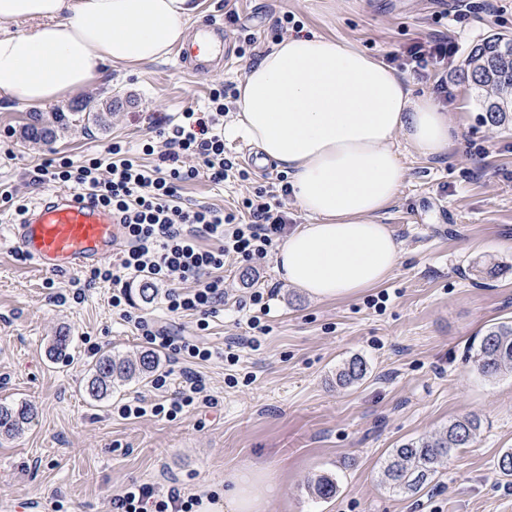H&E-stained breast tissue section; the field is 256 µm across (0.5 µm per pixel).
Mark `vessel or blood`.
<instances>
[{
    "label": "vessel or blood",
    "instance_id": "obj_1",
    "mask_svg": "<svg viewBox=\"0 0 512 512\" xmlns=\"http://www.w3.org/2000/svg\"><path fill=\"white\" fill-rule=\"evenodd\" d=\"M220 25L198 26L178 50L179 60L197 71L210 70L223 57L219 44ZM9 233L27 258L40 270L67 274L111 258L124 237L108 208L92 196L61 191L28 210Z\"/></svg>",
    "mask_w": 512,
    "mask_h": 512
}]
</instances>
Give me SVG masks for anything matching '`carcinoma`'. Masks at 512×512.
Wrapping results in <instances>:
<instances>
[{
    "label": "carcinoma",
    "instance_id": "cac0c4a2",
    "mask_svg": "<svg viewBox=\"0 0 512 512\" xmlns=\"http://www.w3.org/2000/svg\"><path fill=\"white\" fill-rule=\"evenodd\" d=\"M466 78L482 90L485 120L503 125L512 119V37L494 34L475 44L467 57ZM112 118V101L96 109L87 101L71 109L70 116L54 115L46 122L41 114L34 113L23 131L31 142H48L68 130L74 122L92 123L102 129L109 127ZM476 371L493 378L512 373V321H503L489 328L469 349ZM160 360L150 351L143 350L134 356L103 354L90 369L86 382L87 395L96 401L112 392V385L133 379L145 380L158 370ZM367 365L360 358L345 362L336 373V382L351 386L366 378ZM34 406L22 402L0 406V435L20 433L30 423ZM481 428L476 416L456 419L448 428L435 436L410 440L388 456L383 465L381 480L389 488L405 494L423 490L459 448L472 444ZM312 494L328 499L336 494L337 482L330 475H321L311 482Z\"/></svg>",
    "mask_w": 512,
    "mask_h": 512
}]
</instances>
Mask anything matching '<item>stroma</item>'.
Returning <instances> with one entry per match:
<instances>
[{"mask_svg": "<svg viewBox=\"0 0 512 512\" xmlns=\"http://www.w3.org/2000/svg\"><path fill=\"white\" fill-rule=\"evenodd\" d=\"M200 3L192 23L223 19L228 64L200 73L171 54L113 71L42 109L66 113L80 102L108 100L110 128L80 124L49 143L22 138L31 107H0V186L16 189L18 203L29 206L53 196L58 184L29 183L38 165L90 158L116 141L137 147L157 123L190 106L205 108L212 88L239 83L262 51L292 34L341 39L381 63L430 35L448 36L458 46L448 65L431 63L404 77L418 94L447 88L456 146L439 159L403 154L405 179L383 217L402 256L380 288L317 301L288 285L274 259L255 268L230 259L226 305L203 332L195 317H171L164 296L150 303L131 296L133 312L199 336L214 351L202 371L215 405L173 421L118 413L127 402H157L151 382L117 384L102 402L84 390L102 353L144 347L113 312L111 284L74 298L81 272L39 270L15 241L0 239V404L36 407L22 433L0 438V512H111L113 498L132 482L220 496L225 474L252 466L268 469L279 485L266 512H512V477L496 470L512 448V376L484 378L468 360L474 339L512 319V124L485 122L479 91L462 77L473 45L496 33L512 36V0ZM286 13L296 23L279 27ZM277 174L273 168L220 185L202 174L185 183L183 198L237 212ZM490 263L501 272L486 280L479 271ZM258 288L274 292L268 333L258 350L243 349L237 365H225L224 347L245 336L244 303ZM381 291L388 301L371 306ZM61 294L67 302H58ZM66 331L69 357L54 361L48 347ZM355 356L366 362V378L337 387L338 367ZM470 415L480 418V435L421 492L408 496L380 483L393 448ZM321 474L338 484L326 500L307 488Z\"/></svg>", "mask_w": 512, "mask_h": 512, "instance_id": "obj_1", "label": "stroma"}]
</instances>
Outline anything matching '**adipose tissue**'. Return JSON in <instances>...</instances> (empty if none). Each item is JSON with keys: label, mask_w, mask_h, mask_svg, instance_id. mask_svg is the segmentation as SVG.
I'll list each match as a JSON object with an SVG mask.
<instances>
[{"label": "adipose tissue", "mask_w": 512, "mask_h": 512, "mask_svg": "<svg viewBox=\"0 0 512 512\" xmlns=\"http://www.w3.org/2000/svg\"><path fill=\"white\" fill-rule=\"evenodd\" d=\"M198 0H0V101L44 106L107 69L164 59L187 39ZM35 30H24L28 21ZM231 132L288 173L309 218L275 255L288 284L331 301L381 285L401 243L382 217L405 178L396 150L445 156L455 127L431 94L350 43L290 35L247 67ZM201 512H264L278 492L266 471L234 472Z\"/></svg>", "instance_id": "adipose-tissue-1"}]
</instances>
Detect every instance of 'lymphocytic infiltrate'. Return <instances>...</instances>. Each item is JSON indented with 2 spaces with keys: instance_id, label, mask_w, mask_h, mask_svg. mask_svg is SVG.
Returning a JSON list of instances; mask_svg holds the SVG:
<instances>
[{
  "instance_id": "1",
  "label": "lymphocytic infiltrate",
  "mask_w": 512,
  "mask_h": 512,
  "mask_svg": "<svg viewBox=\"0 0 512 512\" xmlns=\"http://www.w3.org/2000/svg\"><path fill=\"white\" fill-rule=\"evenodd\" d=\"M457 52L454 43L444 38H428L411 45L404 54L392 56L399 69H418L422 63L448 61ZM228 87L212 90L209 109L198 112L189 108L178 121L162 123L157 132L161 148L145 144V154L157 155L158 164L147 165L128 155L115 142L99 156L83 161L63 158L37 167L32 175L36 184L55 182L71 184L111 208L112 215L124 228L127 244L118 266H97L87 271L86 285L109 282L113 285L112 308L121 319L133 324L144 343L180 357L184 362L182 385L171 398L165 397L166 375L153 381L161 392V401L143 406L125 404L123 417L146 415L175 420L178 416L214 404L206 378L196 369L209 361L212 350L188 336L173 334L169 328L133 314L128 310L127 278L146 275L168 284L166 308L174 315L197 316L198 330L209 328L208 319L224 304V261L235 258L258 263L267 258L276 240L288 233V213L282 201L288 184L279 191L257 190L243 202L248 221L223 209L201 206L190 208L181 201L185 182L206 173L216 184L238 173L235 161L224 153V114ZM249 304L254 313L247 326L251 331L244 342L227 343L224 360L236 365L241 347L258 349L266 334L263 319L271 307L264 291L251 293ZM198 501L182 497L178 488L160 491L153 485L130 484L114 499L113 512H193Z\"/></svg>"
}]
</instances>
